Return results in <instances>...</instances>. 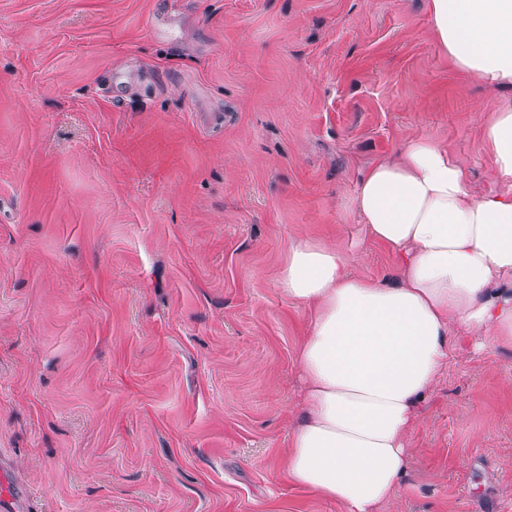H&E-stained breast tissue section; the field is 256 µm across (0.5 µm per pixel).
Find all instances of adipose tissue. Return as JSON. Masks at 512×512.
Here are the masks:
<instances>
[{
	"mask_svg": "<svg viewBox=\"0 0 512 512\" xmlns=\"http://www.w3.org/2000/svg\"><path fill=\"white\" fill-rule=\"evenodd\" d=\"M431 33L463 76L512 88V0H428ZM485 142L497 184L470 192L463 164L406 140L353 199L367 235L400 258L392 280L355 275L336 247L292 244L278 282L310 314L285 471L343 512H382L408 471L420 404L450 356L512 343V103Z\"/></svg>",
	"mask_w": 512,
	"mask_h": 512,
	"instance_id": "adipose-tissue-1",
	"label": "adipose tissue"
}]
</instances>
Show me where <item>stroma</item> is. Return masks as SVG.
Listing matches in <instances>:
<instances>
[{
  "mask_svg": "<svg viewBox=\"0 0 512 512\" xmlns=\"http://www.w3.org/2000/svg\"><path fill=\"white\" fill-rule=\"evenodd\" d=\"M507 102L427 0H0V465L30 512H341L284 471L288 248L395 277L361 177L421 136L493 186ZM410 446L385 512H512V344L453 354Z\"/></svg>",
  "mask_w": 512,
  "mask_h": 512,
  "instance_id": "1",
  "label": "stroma"
}]
</instances>
